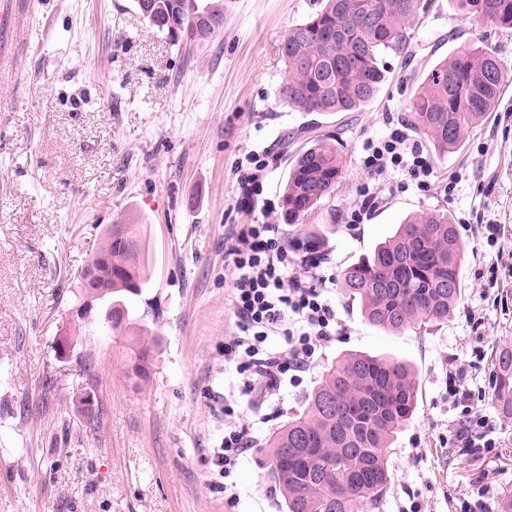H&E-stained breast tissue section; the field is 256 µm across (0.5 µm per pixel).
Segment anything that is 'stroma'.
<instances>
[{"instance_id":"obj_1","label":"stroma","mask_w":512,"mask_h":512,"mask_svg":"<svg viewBox=\"0 0 512 512\" xmlns=\"http://www.w3.org/2000/svg\"><path fill=\"white\" fill-rule=\"evenodd\" d=\"M313 7L224 0L223 35L197 45L171 42L134 0H28L0 32V512H283L266 480V440L351 351L406 360L419 383L417 410L388 450L380 512H499L512 497V418L494 400L495 354L512 348V80L458 151L440 156L420 141L428 187L362 165L365 144L407 124V100L462 44L485 41L512 77V29L431 0L408 51L388 55L370 104L305 115L277 101L280 47ZM328 133L345 151L335 196L302 223H282L295 155ZM251 154L268 168L246 209L239 166ZM368 186L378 208L348 226ZM438 208L468 245L463 298L447 323L386 333L332 288L340 335L300 386L282 385L271 405L252 397L224 362L236 323L233 231L280 225L289 249L315 243L337 275L406 216ZM121 222L147 229L146 292L160 312L146 385L128 374L123 331L71 313L101 231ZM451 367L466 405L448 394ZM465 408L487 416L494 447L453 445ZM228 410L256 437L229 479L233 502L212 458Z\"/></svg>"}]
</instances>
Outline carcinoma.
Segmentation results:
<instances>
[{
	"label": "carcinoma",
	"mask_w": 512,
	"mask_h": 512,
	"mask_svg": "<svg viewBox=\"0 0 512 512\" xmlns=\"http://www.w3.org/2000/svg\"><path fill=\"white\" fill-rule=\"evenodd\" d=\"M141 18L174 43L205 44L224 33V0H134ZM476 23L512 29V0H457ZM429 0H319L281 44L285 64L279 99L297 112H355L372 101L387 78L384 59L415 37ZM496 50L476 41L460 46L428 72L406 109L413 126L446 155L481 123L505 87ZM344 171L333 136L312 140L295 158L283 192V221L299 224L336 194ZM97 253L93 287L80 286L74 315L89 322L112 308V328L135 345L134 377L151 376L157 342L140 315L149 280L141 225L114 224ZM465 244L448 211L412 215L395 232L341 271V285L362 319L384 332L416 323L444 324L463 296ZM446 282L443 289L440 282ZM494 399L512 418V349L498 351ZM418 402L413 368L397 358L350 352L323 372L302 411L266 441L267 480L284 512H375L391 474L387 450L410 423Z\"/></svg>",
	"instance_id": "cac0c4a2"
}]
</instances>
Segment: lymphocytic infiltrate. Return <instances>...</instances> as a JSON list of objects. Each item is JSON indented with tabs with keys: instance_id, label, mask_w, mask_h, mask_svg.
<instances>
[{
	"instance_id": "lymphocytic-infiltrate-1",
	"label": "lymphocytic infiltrate",
	"mask_w": 512,
	"mask_h": 512,
	"mask_svg": "<svg viewBox=\"0 0 512 512\" xmlns=\"http://www.w3.org/2000/svg\"><path fill=\"white\" fill-rule=\"evenodd\" d=\"M363 166L373 174L394 169L426 185L433 170L405 129L393 128L365 147ZM230 254L236 272L233 304L238 336L224 352L240 371L249 373L248 386L257 397L289 379L300 385L312 369L322 343L338 335L341 326L327 296L328 279L320 274V258L305 256L316 269L315 282L288 272V248L275 224H250L234 238Z\"/></svg>"
}]
</instances>
